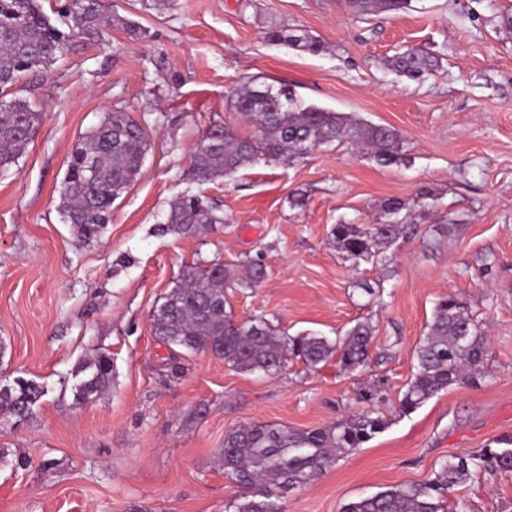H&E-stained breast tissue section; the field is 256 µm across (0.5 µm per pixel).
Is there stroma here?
I'll return each mask as SVG.
<instances>
[{
	"label": "stroma",
	"mask_w": 512,
	"mask_h": 512,
	"mask_svg": "<svg viewBox=\"0 0 512 512\" xmlns=\"http://www.w3.org/2000/svg\"><path fill=\"white\" fill-rule=\"evenodd\" d=\"M109 3L140 37L118 26L103 44L72 45L14 90L43 121L0 174V386L21 377L44 394L25 419L0 418V512H225L245 495L224 474L227 433L254 422L311 430L346 420L377 379L387 427L288 492L283 512H340L512 435V33L501 26L512 0H412L360 19L345 0ZM273 25L306 30L324 49L271 44L263 32ZM409 46L437 54L438 73L411 80L389 69ZM250 79L394 127L400 162L382 167L336 143L293 166L262 162L229 182L193 181L191 150L210 122L248 134L231 97ZM115 109L144 126L150 147L110 222L82 239L61 212L63 179L78 140ZM187 193L217 203L223 223L157 234ZM392 198L406 204L415 234L398 239L385 263L352 268L332 244V225L374 223ZM250 261L267 274L258 287L228 289L236 318L331 339L369 320V367L347 374L332 360H295L262 377L183 352L172 375L171 350L153 331L164 294L198 266ZM364 281L378 294L363 296ZM447 295L463 299L487 334L484 378L402 412L415 350ZM98 349L112 356V388L78 403L79 370ZM448 507L512 512V472L473 476Z\"/></svg>",
	"instance_id": "stroma-1"
}]
</instances>
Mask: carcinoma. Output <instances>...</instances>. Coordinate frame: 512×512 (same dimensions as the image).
Masks as SVG:
<instances>
[{
  "label": "carcinoma",
  "instance_id": "carcinoma-1",
  "mask_svg": "<svg viewBox=\"0 0 512 512\" xmlns=\"http://www.w3.org/2000/svg\"><path fill=\"white\" fill-rule=\"evenodd\" d=\"M410 0H346L356 15L402 11ZM63 31L51 23L39 0H0V173L8 171L42 123L43 113L26 98L12 95L29 72L49 68L73 39L87 45L106 41L117 24L131 35L140 31L116 18L103 0H72L61 12ZM264 38L310 53L323 49L306 32L269 28ZM388 67L420 80L439 67V57L424 47H412L388 59ZM239 119L251 127L239 135L227 123H209L191 154V176L198 183L227 181L260 161L293 165L323 146L347 142L370 154L380 165L398 161L401 134L344 112L308 104L287 86L273 89L254 80L234 89ZM149 142L140 124L122 109L106 114L82 138L72 153L63 181V211L76 236L91 238L109 222L113 202L135 181ZM92 163L87 179L85 162ZM406 204L388 199L374 224L341 221L330 234L343 257L358 265L381 253L406 230ZM224 223L218 206L186 194L175 201L158 227L162 233L195 234L210 224ZM265 277L258 262L240 276L230 267L207 265L172 288L153 315L155 335L170 347L209 352L237 371L273 376L292 359L314 368L336 357L354 373L368 365L373 328L359 320L344 336L330 340L318 334L290 336L264 317L238 320L226 310L225 290L255 288ZM486 336L468 307L451 296L434 306L428 332L415 353L416 372L399 402L410 413L457 383L480 374ZM112 357L96 351L84 360V378L76 397L86 402L112 387ZM383 381L365 386L360 398L368 407L353 417L324 428L295 430L276 423L254 422L224 436V473L245 488H259L251 498L227 508L233 512H283V494L310 485L340 457L359 448L388 425L375 405ZM44 395L35 382L18 378L0 387V417H27ZM512 471V436L465 456L441 461L422 483H402L344 505L341 512H445L450 489L482 472Z\"/></svg>",
  "mask_w": 512,
  "mask_h": 512
}]
</instances>
